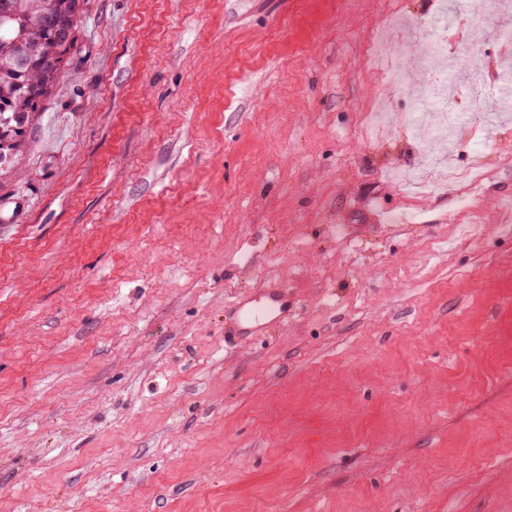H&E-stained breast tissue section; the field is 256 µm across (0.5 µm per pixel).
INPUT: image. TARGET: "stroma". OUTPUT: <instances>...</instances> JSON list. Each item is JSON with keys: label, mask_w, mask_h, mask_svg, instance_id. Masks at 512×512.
<instances>
[{"label": "stroma", "mask_w": 512, "mask_h": 512, "mask_svg": "<svg viewBox=\"0 0 512 512\" xmlns=\"http://www.w3.org/2000/svg\"><path fill=\"white\" fill-rule=\"evenodd\" d=\"M509 76L498 0H85L0 175V512H512ZM233 311L239 334L249 335L268 322L288 316V296L279 288H267L262 297L238 300Z\"/></svg>", "instance_id": "obj_1"}]
</instances>
